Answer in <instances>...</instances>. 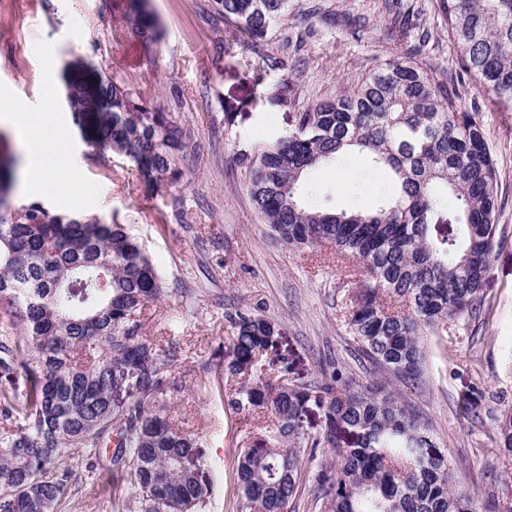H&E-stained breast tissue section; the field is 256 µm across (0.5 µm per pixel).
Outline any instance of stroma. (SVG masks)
<instances>
[{
    "label": "stroma",
    "mask_w": 512,
    "mask_h": 512,
    "mask_svg": "<svg viewBox=\"0 0 512 512\" xmlns=\"http://www.w3.org/2000/svg\"><path fill=\"white\" fill-rule=\"evenodd\" d=\"M160 40L147 45L124 27L126 0H0V90L46 107L48 86H61L65 63L93 54L105 76L126 82L156 109L173 112L191 130L180 154L179 186L155 193L129 160L100 157L56 108L68 127L82 186L78 195L13 193L14 206L44 204L57 214H83L127 226L146 248L167 288L147 304L144 334L175 348L180 383L164 401L171 422L205 440V461L217 480L207 512H242L235 459L261 436V421L228 409L235 378L215 367L229 345L225 313L255 309L279 334L262 356V370L292 379L319 378L318 358H336L346 376L368 378L371 366L345 322L356 285L334 256L272 245L253 209L248 169L236 152L288 134L300 112L353 88L369 71L407 56L455 88L460 111L478 114L498 180V243L484 275L477 316L461 315L422 336L426 352L418 389L406 391L448 455L455 488L479 495L512 479V461L493 446L498 421L512 411V104L489 99L463 72L441 11V0H290L263 52L227 25H214V0H151ZM412 31L399 38L395 18ZM287 54L288 66L257 83L262 55ZM289 81L288 105L273 102L276 84ZM314 184L335 209H374L390 181L385 171L354 155L317 170ZM483 390L474 420L459 402L471 386ZM305 478L289 512H327L313 478L336 463L333 449H302ZM137 512L134 495L114 486L105 470L76 468L73 492L60 512Z\"/></svg>",
    "instance_id": "obj_1"
}]
</instances>
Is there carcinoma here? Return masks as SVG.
Segmentation results:
<instances>
[{
	"label": "carcinoma",
	"mask_w": 512,
	"mask_h": 512,
	"mask_svg": "<svg viewBox=\"0 0 512 512\" xmlns=\"http://www.w3.org/2000/svg\"><path fill=\"white\" fill-rule=\"evenodd\" d=\"M216 17L252 45L265 42L288 0H215ZM464 72L498 103H512V0H441ZM125 21L158 40L150 0H128ZM63 100L95 153L129 158L156 192L179 184L176 153L190 131L88 57L63 71ZM352 153L390 170L395 189L377 209L336 211L313 201L307 175ZM248 194L269 237L289 248L334 249L362 275L347 325L379 372L415 387L423 376L420 336L477 314L498 228V183L485 129L459 111L448 87L417 62L396 58L354 89L316 103L294 130L241 150ZM15 161L0 160V512H57L71 491L73 455L106 467L138 499L139 512H199L215 492L200 437L175 428L158 396L176 387L171 352L147 339L139 314L164 296L146 250L124 225L56 214L40 202L13 209ZM229 361L240 379L227 398L236 412L272 424L237 457L238 494L251 512H288L302 481L301 417L313 402L331 428L311 447L334 449L336 466L317 486L328 512H512V484L484 500L450 486L448 458L404 395L384 382L354 383L336 362L313 381L265 378L262 353L279 334L256 312L225 315ZM21 327L24 341L13 336ZM140 395L111 402L114 376ZM29 382L19 399L13 378ZM512 459V412L494 437Z\"/></svg>",
	"instance_id": "cac0c4a2"
}]
</instances>
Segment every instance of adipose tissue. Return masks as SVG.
<instances>
[{"label": "adipose tissue", "mask_w": 512, "mask_h": 512, "mask_svg": "<svg viewBox=\"0 0 512 512\" xmlns=\"http://www.w3.org/2000/svg\"><path fill=\"white\" fill-rule=\"evenodd\" d=\"M0 120L11 127L25 147L26 166L21 182L24 192H40L47 186L59 191L78 190L75 170L65 161L67 137L50 143L42 135L43 126L54 120L52 108L36 112L24 100L13 98L0 110Z\"/></svg>", "instance_id": "1"}]
</instances>
